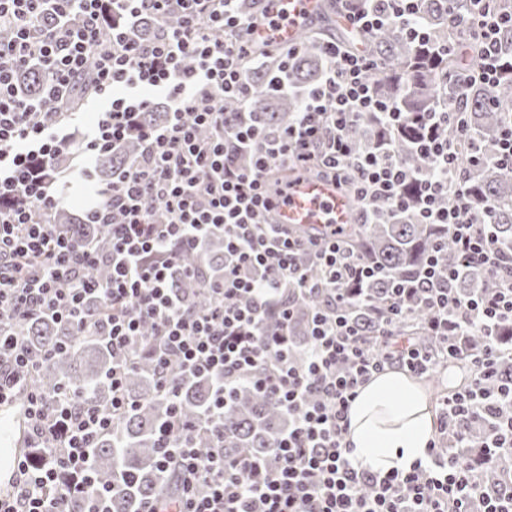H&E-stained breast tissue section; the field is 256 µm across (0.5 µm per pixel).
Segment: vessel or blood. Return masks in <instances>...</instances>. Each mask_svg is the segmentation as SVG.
Wrapping results in <instances>:
<instances>
[{"label": "vessel or blood", "instance_id": "b4317fda", "mask_svg": "<svg viewBox=\"0 0 512 512\" xmlns=\"http://www.w3.org/2000/svg\"><path fill=\"white\" fill-rule=\"evenodd\" d=\"M258 6L270 12L287 11L288 24L283 34L289 42H296L310 21L321 13V0H259ZM278 224L308 227L319 224H350L355 222L351 198L335 182L325 179H300L292 183L288 199L273 216ZM13 427L9 420L0 418V475L14 477L18 454L10 442Z\"/></svg>", "mask_w": 512, "mask_h": 512}]
</instances>
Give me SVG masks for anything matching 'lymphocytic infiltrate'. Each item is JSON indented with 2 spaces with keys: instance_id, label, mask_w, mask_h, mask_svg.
Masks as SVG:
<instances>
[{
  "instance_id": "1",
  "label": "lymphocytic infiltrate",
  "mask_w": 512,
  "mask_h": 512,
  "mask_svg": "<svg viewBox=\"0 0 512 512\" xmlns=\"http://www.w3.org/2000/svg\"><path fill=\"white\" fill-rule=\"evenodd\" d=\"M240 0H0V405L23 401L30 433L10 494L0 512H70L81 499L84 512H106L97 487L94 449L132 410L125 378L142 355L156 365L161 390L174 392L177 376L205 374L215 380L206 415L214 445L198 448L192 431L171 416L158 432L162 471L177 472L180 490L168 499H147L139 512H512V501L492 499L488 479L512 486V421L498 416L512 402V382L497 379L502 361L497 331L512 323V272L505 270L488 221L473 219L466 205L443 207L448 189L465 196L454 142L437 131L453 123L460 139L474 141L454 108L432 113L417 142L420 167L388 151L356 153L350 130L365 112L400 125L397 112L375 93L365 74L376 60L363 49L322 42L325 73L307 92L293 124L279 132L256 119L238 120L224 110L226 98L246 99L240 67L256 30H277V18L258 11L242 15ZM449 8V28L479 39L491 82L502 61L499 33L507 24L492 0H469ZM182 16L170 27V13ZM419 0H342L339 19L354 33L395 25L422 43ZM161 21L151 42L136 39L142 17ZM49 70L43 98L65 102L75 80L90 74L94 96L106 106L93 129L79 134L73 112H45L40 101L20 96L16 73L30 64ZM169 102L168 120L145 127L144 89ZM143 144L139 160L126 165L98 192L88 210L111 241L108 256L61 234L54 224L65 179L58 157L80 142L84 157L117 147L130 136ZM314 168L320 177L349 185L360 223H372L378 207L413 210L421 223L447 225L455 266L430 255L416 276L394 282L380 330L372 341L344 313L350 285L377 276L376 267L349 252L334 227L300 240L270 215L285 203L287 187L272 188L274 168ZM413 195H406V186ZM165 218L155 222L154 207ZM121 221H113V213ZM224 232V276L210 284L206 308L191 307L170 286L180 253ZM309 248L325 272L312 280L294 262ZM108 260L111 275L99 283L82 269ZM494 279L491 289L459 296V271ZM323 293L312 321L303 363L292 359L287 286ZM103 303V315L88 312ZM425 306L437 349L394 335L396 321ZM67 322L78 334L104 332L112 347V403L100 407L60 391L53 405L33 386L42 358L17 325L31 317ZM478 332L482 352H465L461 336ZM465 363L469 383L444 399L440 438L426 460L409 470L380 474L353 463L344 443L348 408L360 384L398 365L423 375L443 362ZM266 394L288 415V429L275 444L273 464L224 450V409L242 386ZM486 423L493 433L481 465L446 453L442 443L468 448V426Z\"/></svg>"
}]
</instances>
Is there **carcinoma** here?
<instances>
[{"label":"carcinoma","instance_id":"1","mask_svg":"<svg viewBox=\"0 0 512 512\" xmlns=\"http://www.w3.org/2000/svg\"><path fill=\"white\" fill-rule=\"evenodd\" d=\"M420 5L421 21L431 36L448 33V0H420ZM301 42L302 51L293 59L281 92L269 85L268 74L277 67L282 55L273 53L269 46H261L243 60L241 66L249 76V97L244 104L234 99L224 101V111L253 112L261 116L269 130L288 127L300 111L302 90L318 83L323 69L318 42L305 33ZM366 48L379 62L377 68L367 73L368 81L381 98L405 113L406 120L399 126L389 127L377 114L359 116L351 129L354 147L359 151L384 147L401 162L417 167L421 164L414 143L418 125L427 113L437 111L448 101L461 72L477 70L480 47L462 42L448 47V53L443 54L438 52L435 40L421 46L406 39L398 28L387 26L367 41ZM49 79V73L38 67L25 68L16 74L19 91L27 98H37ZM462 98L466 107L461 118L479 137L487 160L470 161L469 144L458 140L454 126L443 127L440 133L457 144L473 209L482 216L484 208L491 207L496 243L508 258L512 256V172L501 168L497 157L503 131L502 110L512 105V66L504 65L496 85L479 81L465 83ZM141 151L140 142L129 141L114 151L98 154L94 172L99 184H111L112 175ZM55 223L63 234L89 242L102 253L108 252L109 239L102 225L75 223L72 215L65 212L57 214ZM342 235L350 249L381 270V275L367 285L368 298H357L347 308L348 317L367 339L379 329V310L386 305L391 282L416 274L437 246L441 247L443 259L454 264V245L448 226L421 224L410 211L394 218L382 208L378 221L349 224L342 227ZM179 267L180 271L173 275L172 287L195 307H206L209 304L206 284L222 278L224 273V235L217 233L199 248L182 253ZM493 285L494 280L468 272L453 287L465 294L471 288ZM288 299L295 312V340L302 346L309 340V311L323 303L324 295L299 294L290 285ZM431 318L432 313L421 307L411 317L397 322L394 333L415 342H426L430 339ZM21 333L36 352L58 349L34 378L36 387L47 397L66 389L102 406L111 404L112 392L106 381L112 369L111 347L96 336H78L63 323L42 319L24 321ZM125 389L138 406L120 419L114 432L97 441L94 458L99 485H117L124 477L134 482L129 491L112 496L111 512H136L139 501L163 490H177L175 476L158 469L157 428L174 413L183 423L197 425L210 407L212 379L208 376L178 378L177 397L172 400L158 389L154 362L143 357L128 374ZM287 425V417L274 402L254 388L243 386L224 412V447L235 454L267 459Z\"/></svg>","mask_w":512,"mask_h":512}]
</instances>
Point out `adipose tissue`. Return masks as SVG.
I'll return each instance as SVG.
<instances>
[{"label":"adipose tissue","mask_w":512,"mask_h":512,"mask_svg":"<svg viewBox=\"0 0 512 512\" xmlns=\"http://www.w3.org/2000/svg\"><path fill=\"white\" fill-rule=\"evenodd\" d=\"M348 420L353 462L381 474L425 457L436 432L426 389L399 368L373 374L359 387Z\"/></svg>","instance_id":"adipose-tissue-1"}]
</instances>
